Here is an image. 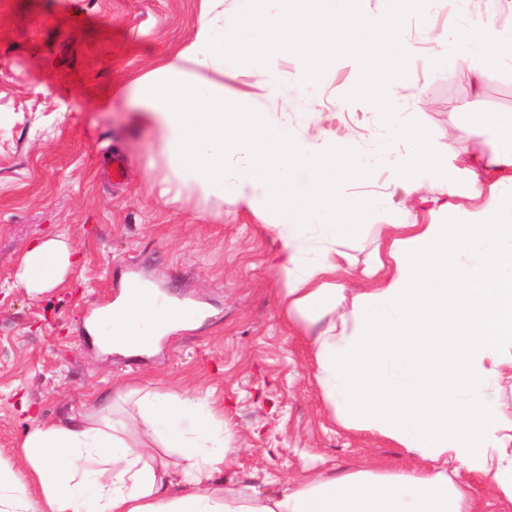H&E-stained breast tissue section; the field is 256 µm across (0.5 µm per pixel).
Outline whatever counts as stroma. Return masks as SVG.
I'll return each instance as SVG.
<instances>
[{
	"mask_svg": "<svg viewBox=\"0 0 512 512\" xmlns=\"http://www.w3.org/2000/svg\"><path fill=\"white\" fill-rule=\"evenodd\" d=\"M203 0H0V467L40 497L22 444L21 401L65 424L90 397L113 387H164L208 395L237 438L233 471L253 483L296 478L312 465L399 469L405 449L347 431L332 420L307 338L289 326L276 241L265 218L231 202L166 191L158 133L131 83L191 38ZM355 60L332 56L310 111L268 102L254 71L224 75L229 109L287 114L309 138L365 142L384 115L359 91ZM401 101L440 146L463 111L512 112V79L472 89L441 65ZM124 157L127 179L104 170ZM64 236L78 257L62 282L32 291L17 281L37 239ZM202 302L199 326L176 328L144 354L105 353L86 324L130 277Z\"/></svg>",
	"mask_w": 512,
	"mask_h": 512,
	"instance_id": "1",
	"label": "stroma"
}]
</instances>
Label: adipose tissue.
Here are the masks:
<instances>
[{"label":"adipose tissue","mask_w":512,"mask_h":512,"mask_svg":"<svg viewBox=\"0 0 512 512\" xmlns=\"http://www.w3.org/2000/svg\"><path fill=\"white\" fill-rule=\"evenodd\" d=\"M400 1L373 13L364 0H242L228 16L224 0H204L190 43L135 86L178 188L269 219L287 309L327 319L307 346L337 425L405 449L413 465L250 484L230 471L235 436L205 397L125 385L66 425L26 416L25 458L42 497L0 469V512H481L478 482L512 501V399L503 393L512 383V113L463 122L442 149L390 93L441 63L475 87L488 72L512 74V26L452 25L430 33L433 50L422 57L406 18L426 27L435 0H408L407 13ZM340 35L361 63L362 89L388 116L374 141L310 142L287 116L226 111L225 69L261 57L270 95L311 103ZM284 54L305 63L290 89L271 64ZM479 134L496 148L462 157L458 139ZM233 157L239 166H227ZM380 171L420 195L429 221L384 216L367 284L351 291L340 281L355 264L346 244L363 233L359 219L375 199L342 187ZM70 257L61 240L34 243L18 279L33 291L51 287ZM173 316L167 301L126 291L88 331L99 347L143 353ZM452 468L469 482L455 481Z\"/></svg>","instance_id":"obj_1"}]
</instances>
